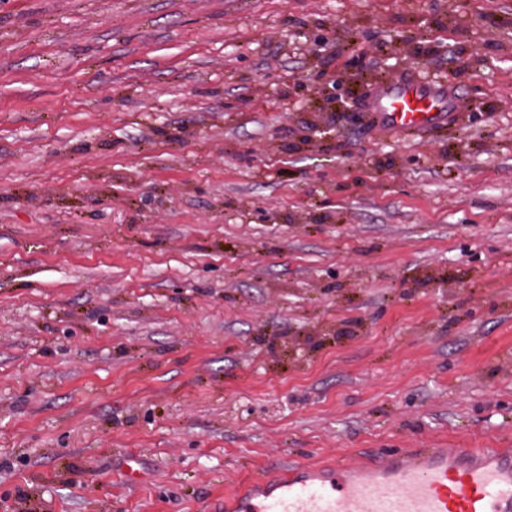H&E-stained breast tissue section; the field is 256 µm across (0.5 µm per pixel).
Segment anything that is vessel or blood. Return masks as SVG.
<instances>
[{"instance_id":"b4317fda","label":"vessel or blood","mask_w":512,"mask_h":512,"mask_svg":"<svg viewBox=\"0 0 512 512\" xmlns=\"http://www.w3.org/2000/svg\"><path fill=\"white\" fill-rule=\"evenodd\" d=\"M453 101L445 88L406 72L378 85L371 109L383 125H437ZM236 512H512V448H403L352 466L295 465Z\"/></svg>"}]
</instances>
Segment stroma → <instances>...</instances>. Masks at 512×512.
Instances as JSON below:
<instances>
[{"instance_id": "35a3bbf8", "label": "stroma", "mask_w": 512, "mask_h": 512, "mask_svg": "<svg viewBox=\"0 0 512 512\" xmlns=\"http://www.w3.org/2000/svg\"><path fill=\"white\" fill-rule=\"evenodd\" d=\"M397 448H512V0H0V512ZM453 108V101L442 85L422 82L412 71L394 82L376 88L371 112H377L382 125L401 131L436 126Z\"/></svg>"}]
</instances>
